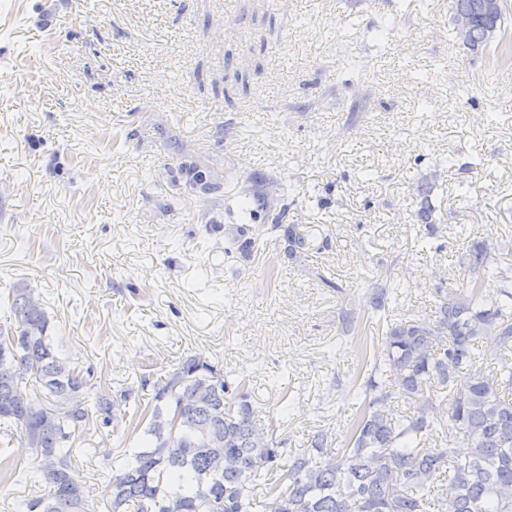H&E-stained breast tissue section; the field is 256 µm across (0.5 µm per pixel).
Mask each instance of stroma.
Here are the masks:
<instances>
[{
	"label": "stroma",
	"instance_id": "1",
	"mask_svg": "<svg viewBox=\"0 0 512 512\" xmlns=\"http://www.w3.org/2000/svg\"><path fill=\"white\" fill-rule=\"evenodd\" d=\"M448 5L0 0V291L29 284L72 368L134 392L69 441L90 512L185 357L247 377L259 428L303 449L350 425L362 354L339 315L381 273L405 284L397 321L457 288L465 238L512 268V61L460 46ZM427 178L439 252L419 242ZM289 183L300 260L272 239L229 250L235 194L277 209ZM0 455V512H17L38 458L3 428Z\"/></svg>",
	"mask_w": 512,
	"mask_h": 512
}]
</instances>
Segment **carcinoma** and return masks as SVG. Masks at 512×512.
I'll use <instances>...</instances> for the list:
<instances>
[{
    "instance_id": "cac0c4a2",
    "label": "carcinoma",
    "mask_w": 512,
    "mask_h": 512,
    "mask_svg": "<svg viewBox=\"0 0 512 512\" xmlns=\"http://www.w3.org/2000/svg\"><path fill=\"white\" fill-rule=\"evenodd\" d=\"M450 0L468 18L460 41L473 53L503 41L512 27L506 3ZM250 253L267 234L293 258L305 246L295 224L236 228ZM459 289L433 319L388 325L356 392L357 411L341 448L325 431L310 447L286 448L260 433L246 380L224 379L206 357H187L154 386L146 447L112 475L111 512H512V271L500 266L490 237L462 242ZM399 284L369 296L373 314L389 310ZM7 302L15 325L0 326V425L20 431L40 457L27 478L47 492L20 512H86L68 442L90 414L107 424L115 405L58 357L49 318L33 289L18 282ZM496 341L494 369L479 365V343ZM410 412L387 410L393 397Z\"/></svg>"
}]
</instances>
